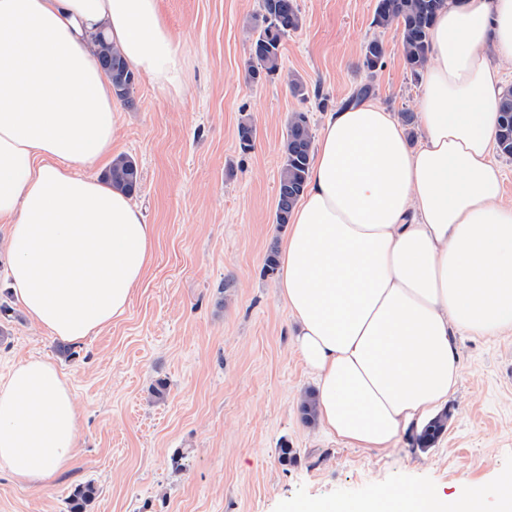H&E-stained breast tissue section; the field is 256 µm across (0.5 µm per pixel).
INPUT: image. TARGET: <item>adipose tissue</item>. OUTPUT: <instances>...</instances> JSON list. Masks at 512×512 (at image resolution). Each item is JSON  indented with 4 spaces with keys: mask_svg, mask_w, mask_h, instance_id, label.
<instances>
[{
    "mask_svg": "<svg viewBox=\"0 0 512 512\" xmlns=\"http://www.w3.org/2000/svg\"><path fill=\"white\" fill-rule=\"evenodd\" d=\"M186 94L184 48L158 0H0V223L10 292L48 336L79 342L122 317L154 254L112 161L118 110L89 36ZM417 144L365 100L331 113L283 239L276 288L297 326L321 430L375 452L442 406L454 336L512 330V202L491 158L512 61V0H446L430 32ZM70 377L31 355L0 375V470L47 485L76 458ZM512 512V477L446 496L384 485L351 512Z\"/></svg>",
    "mask_w": 512,
    "mask_h": 512,
    "instance_id": "obj_1",
    "label": "adipose tissue"
}]
</instances>
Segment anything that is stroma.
Here are the masks:
<instances>
[{
  "label": "stroma",
  "mask_w": 512,
  "mask_h": 512,
  "mask_svg": "<svg viewBox=\"0 0 512 512\" xmlns=\"http://www.w3.org/2000/svg\"><path fill=\"white\" fill-rule=\"evenodd\" d=\"M301 30L283 43L273 79L247 76L260 0H159L188 61L190 90L176 96L141 78L121 103L114 151L133 157V195L155 236L153 262L126 313L58 353L15 305L0 247V374L44 355L69 374L81 415L75 464L43 487L0 473V512H67L75 486L94 481L91 512H305L348 505L385 484L452 495L459 480L491 487L512 475V331L454 339L460 378L441 407L445 433L430 448L408 431L378 454L306 424L310 377L293 345L295 324L265 268L284 230L276 185L291 113L321 132L361 84L388 111H416L423 84L406 68L395 28L374 26L376 0H297ZM380 39L384 64L363 49ZM310 95L295 97L290 79ZM256 130L242 150L241 122ZM168 383L164 400L150 394ZM297 462L278 461L281 445ZM183 451L182 468L171 465Z\"/></svg>",
  "instance_id": "1"
}]
</instances>
